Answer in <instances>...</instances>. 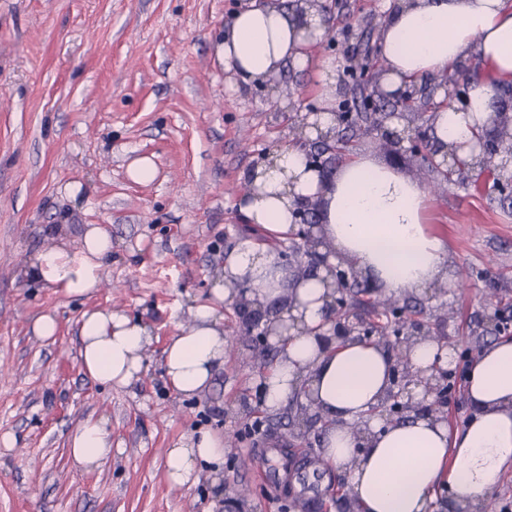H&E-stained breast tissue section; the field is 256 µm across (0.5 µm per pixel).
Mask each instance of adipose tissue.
Listing matches in <instances>:
<instances>
[{
	"instance_id": "obj_1",
	"label": "adipose tissue",
	"mask_w": 512,
	"mask_h": 512,
	"mask_svg": "<svg viewBox=\"0 0 512 512\" xmlns=\"http://www.w3.org/2000/svg\"><path fill=\"white\" fill-rule=\"evenodd\" d=\"M381 32L385 70L381 81L399 90L424 77L443 78L465 60L477 73L460 101L433 116L443 146H460L463 158L500 104L498 91L512 84V0H390ZM328 32L320 7L258 0L236 13L215 44L217 58L243 84L267 81L283 66L314 69L320 87L317 120L336 125L338 90L334 58H315L312 45ZM250 190L239 201L246 221L265 230L269 241L241 240L212 288L211 301L195 306L192 322L171 336L161 367L168 385L190 397L209 387L224 365L228 340L219 306L235 286L271 311L273 326H290L279 337V355L261 379L268 407L281 408L310 387L314 408L331 425L321 439L325 466L346 472L355 512H435L436 493L447 490L455 512H474L503 474L512 469V339L485 349L466 374L470 416L450 430L425 414L392 424L355 427L385 401L392 386L394 357L370 341L325 348L318 338L330 300L321 276L288 271L275 250L298 230L302 202L321 201L323 240L354 263L385 292L414 291L448 279V246L425 224L424 186L363 157L321 177L301 146L273 148L248 175ZM112 256V237L88 225L77 249L67 242L37 253L27 270L35 281L63 295L84 296L102 282ZM150 330L126 314L84 312L79 329L81 366L95 382L128 387L145 373ZM76 465L89 468L112 454L103 421L85 419L70 439ZM224 441L202 429L179 439L165 454V472L175 486L196 483L203 466H221Z\"/></svg>"
}]
</instances>
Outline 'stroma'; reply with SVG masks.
Returning a JSON list of instances; mask_svg holds the SVG:
<instances>
[{"label": "stroma", "mask_w": 512, "mask_h": 512, "mask_svg": "<svg viewBox=\"0 0 512 512\" xmlns=\"http://www.w3.org/2000/svg\"><path fill=\"white\" fill-rule=\"evenodd\" d=\"M251 0H0V512H349L348 478L313 473L299 460L319 456L323 428L312 409L289 401L269 409L260 393L261 355L277 354L245 331L224 303L230 347L212 385L184 397L167 388L161 350L208 301L226 255L244 238L265 242L237 201L246 174L274 145L302 133L300 114L316 108L314 73L286 66L246 86L212 52L232 16ZM330 34L312 55L335 57L337 110L364 111L380 88L382 0H324ZM426 78L400 106L401 122L336 128L349 154L432 187L426 223L448 245V280L395 295L407 317L446 336L456 385L440 416L462 427L470 364L495 341L512 339L501 320L512 309V195L496 171L450 179L400 147L395 125L432 131L448 105ZM150 158L155 176L130 179ZM101 224L112 236L102 290L66 297L26 276L29 259L55 238L77 244ZM115 307L150 326L155 340L143 381L108 388L81 368L78 331L87 309ZM53 313L57 333L32 336ZM103 420L112 454L98 467H74L69 439L86 418ZM262 419L258 441L244 428ZM207 428L224 439L219 471L191 487L168 483L162 451ZM288 453L283 485L256 475L265 449Z\"/></svg>", "instance_id": "35a3bbf8"}]
</instances>
